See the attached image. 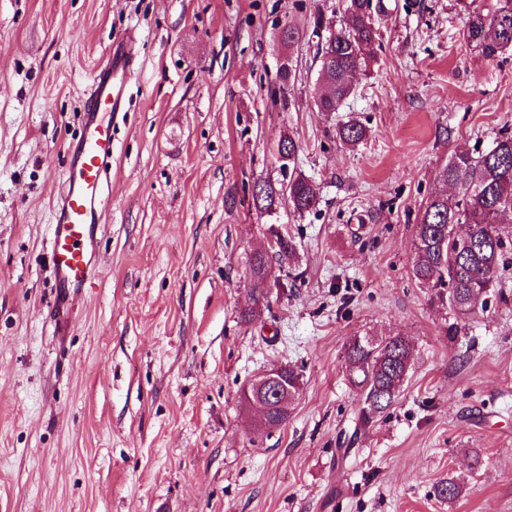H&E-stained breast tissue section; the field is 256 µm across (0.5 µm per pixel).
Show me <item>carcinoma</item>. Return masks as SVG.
I'll list each match as a JSON object with an SVG mask.
<instances>
[{
    "mask_svg": "<svg viewBox=\"0 0 512 512\" xmlns=\"http://www.w3.org/2000/svg\"><path fill=\"white\" fill-rule=\"evenodd\" d=\"M466 15L464 38L487 59L512 56V0H494L486 8L474 0H457ZM383 0H346L339 26L328 30L317 45L318 80L321 91L315 101L318 111L336 112L354 95L360 76L370 71L372 46L380 38L377 19L385 13ZM336 138L348 147L362 143L368 128L360 121H339ZM298 145L283 134L277 142L282 167L295 162ZM436 180L454 190L448 195H431L415 224L412 278L431 292V299L452 309L463 320L486 308L488 297L500 287V269L512 263V233L503 230L501 220L512 214V130L505 129L492 147L473 153L458 148L442 165ZM288 190L283 184L260 181L259 192H251L256 210L267 214L283 202L302 214L315 208L316 188L297 168L288 175ZM465 226L470 247L457 250L452 242L454 227ZM278 262L288 263L296 254L294 240L278 232ZM268 254L257 253L251 262L252 305L243 309L241 322L250 324L261 318L268 305L265 285L272 275ZM347 379L363 398L355 425L366 426L386 413L404 391L414 365V350L403 336H353L344 349ZM301 387V374L293 367L277 369L265 422L280 427L288 422L290 407ZM462 492L459 479L441 481L436 495L448 502Z\"/></svg>",
    "mask_w": 512,
    "mask_h": 512,
    "instance_id": "carcinoma-1",
    "label": "carcinoma"
}]
</instances>
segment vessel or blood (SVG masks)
I'll use <instances>...</instances> for the list:
<instances>
[{
    "instance_id": "vessel-or-blood-1",
    "label": "vessel or blood",
    "mask_w": 512,
    "mask_h": 512,
    "mask_svg": "<svg viewBox=\"0 0 512 512\" xmlns=\"http://www.w3.org/2000/svg\"><path fill=\"white\" fill-rule=\"evenodd\" d=\"M133 64L128 45L117 40L90 74L82 134L67 147V174L53 202L50 261L55 287L78 292L100 274L95 249L112 211V121L126 109Z\"/></svg>"
}]
</instances>
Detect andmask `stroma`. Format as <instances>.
Wrapping results in <instances>:
<instances>
[{"label":"stroma","instance_id":"1","mask_svg":"<svg viewBox=\"0 0 512 512\" xmlns=\"http://www.w3.org/2000/svg\"><path fill=\"white\" fill-rule=\"evenodd\" d=\"M384 2L373 71L329 114L313 20L335 27L342 0H0V512H512V265L453 339L411 277L438 168L512 127V57L466 44L455 0ZM123 35L103 274L59 336L50 211L89 74ZM350 117L370 130L353 150L332 136ZM284 133L318 204L267 216L248 187L281 181ZM274 228L298 259L245 324ZM365 334L407 337L415 360L359 428L343 350ZM277 365L303 386L256 435L240 393ZM456 475L459 498L435 496Z\"/></svg>","mask_w":512,"mask_h":512}]
</instances>
